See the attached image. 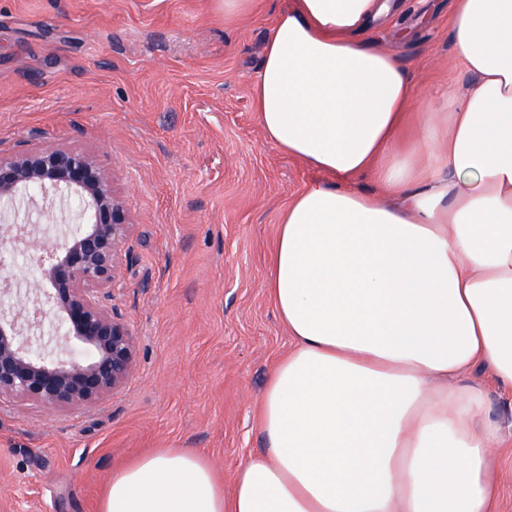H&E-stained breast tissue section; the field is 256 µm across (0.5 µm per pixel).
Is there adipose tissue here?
Returning <instances> with one entry per match:
<instances>
[{"mask_svg": "<svg viewBox=\"0 0 512 512\" xmlns=\"http://www.w3.org/2000/svg\"><path fill=\"white\" fill-rule=\"evenodd\" d=\"M401 0H289L252 87L267 141L322 172L279 214L267 295L293 340L259 418L268 447L231 485L195 450L113 474L97 512H493L512 430L474 366L512 390V0H452L474 78L421 112L367 36ZM369 178L391 200L354 190ZM463 379L484 387L487 395L485 414L491 421L512 423V394L499 389L488 369L474 367L463 376Z\"/></svg>", "mask_w": 512, "mask_h": 512, "instance_id": "obj_1", "label": "adipose tissue"}]
</instances>
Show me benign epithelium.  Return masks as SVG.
Segmentation results:
<instances>
[{
  "instance_id": "7a95c632",
  "label": "benign epithelium",
  "mask_w": 512,
  "mask_h": 512,
  "mask_svg": "<svg viewBox=\"0 0 512 512\" xmlns=\"http://www.w3.org/2000/svg\"><path fill=\"white\" fill-rule=\"evenodd\" d=\"M57 222L55 207L78 203L76 227L49 248L16 212L0 211V398L53 406L90 404L135 371V340L112 306V286L129 233L112 180L91 156L24 150L0 157V203L31 205ZM37 262L23 289L10 273L18 246Z\"/></svg>"
}]
</instances>
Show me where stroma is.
Listing matches in <instances>:
<instances>
[{
    "mask_svg": "<svg viewBox=\"0 0 512 512\" xmlns=\"http://www.w3.org/2000/svg\"><path fill=\"white\" fill-rule=\"evenodd\" d=\"M279 7L225 24L217 0H0V155L65 148L110 174L132 230L112 304L136 369L85 406L0 401V512H96L113 473L153 448H192L225 483L262 454L255 415L292 346L266 295L282 207L320 174L269 143L251 89ZM449 0L373 35L439 104L456 59ZM485 414L512 423L490 371Z\"/></svg>",
    "mask_w": 512,
    "mask_h": 512,
    "instance_id": "stroma-1",
    "label": "stroma"
}]
</instances>
